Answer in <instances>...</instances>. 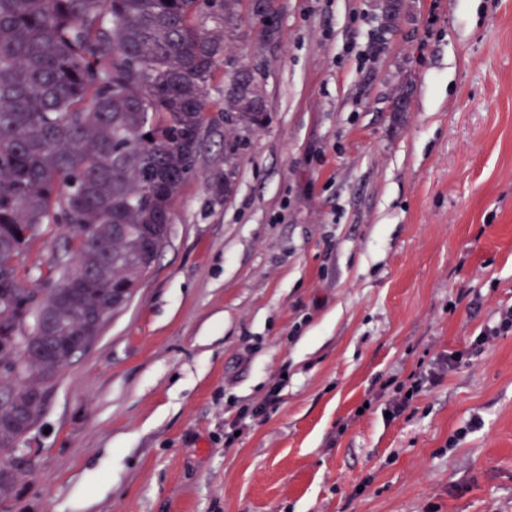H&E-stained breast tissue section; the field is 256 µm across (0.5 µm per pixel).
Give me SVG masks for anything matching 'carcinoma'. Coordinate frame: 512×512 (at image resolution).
Segmentation results:
<instances>
[{"label": "carcinoma", "instance_id": "carcinoma-1", "mask_svg": "<svg viewBox=\"0 0 512 512\" xmlns=\"http://www.w3.org/2000/svg\"><path fill=\"white\" fill-rule=\"evenodd\" d=\"M0 0V336L32 319L25 382L0 393V458L40 419L42 396L129 304L166 243L171 208L213 123L206 89L247 14L267 38L276 0ZM252 72H234L236 132L265 119ZM231 172L209 181L220 200ZM67 224L72 255L36 300L18 276L31 241ZM22 483L0 470V498Z\"/></svg>", "mask_w": 512, "mask_h": 512}]
</instances>
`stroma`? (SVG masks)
Segmentation results:
<instances>
[{"label":"stroma","mask_w":512,"mask_h":512,"mask_svg":"<svg viewBox=\"0 0 512 512\" xmlns=\"http://www.w3.org/2000/svg\"><path fill=\"white\" fill-rule=\"evenodd\" d=\"M278 6L273 38L226 37L169 240L60 374L0 512H512V333L477 340L512 306V0ZM240 69L266 121L236 134ZM70 236L32 241L26 288ZM451 353L386 418L383 385Z\"/></svg>","instance_id":"1"}]
</instances>
